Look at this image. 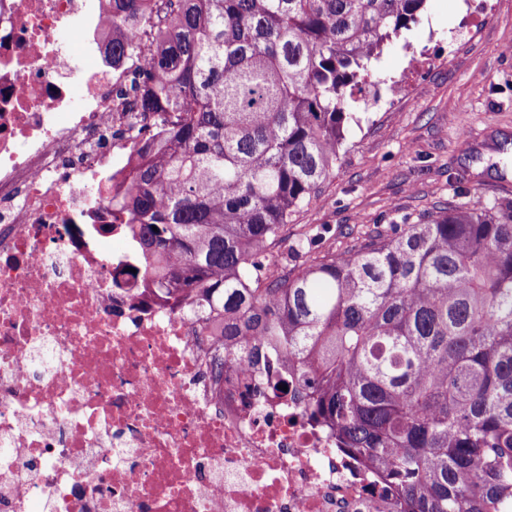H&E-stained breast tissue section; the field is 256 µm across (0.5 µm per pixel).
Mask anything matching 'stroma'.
<instances>
[{
    "label": "stroma",
    "instance_id": "stroma-1",
    "mask_svg": "<svg viewBox=\"0 0 512 512\" xmlns=\"http://www.w3.org/2000/svg\"><path fill=\"white\" fill-rule=\"evenodd\" d=\"M427 0L418 23L385 46L355 103L336 171L321 202L299 211L279 250L304 263L297 240L331 229L321 252L343 253L375 229L415 224L447 205L481 208L512 197V0ZM441 67H429L433 57ZM406 91L394 95L395 82Z\"/></svg>",
    "mask_w": 512,
    "mask_h": 512
}]
</instances>
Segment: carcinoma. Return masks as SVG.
<instances>
[{
	"instance_id": "obj_1",
	"label": "carcinoma",
	"mask_w": 512,
	"mask_h": 512,
	"mask_svg": "<svg viewBox=\"0 0 512 512\" xmlns=\"http://www.w3.org/2000/svg\"><path fill=\"white\" fill-rule=\"evenodd\" d=\"M144 0H112V62ZM139 112L173 114L109 200L159 302L222 319L214 368L296 381L404 512H512V198L448 206L298 268L275 252L322 198L372 59L426 0H167Z\"/></svg>"
}]
</instances>
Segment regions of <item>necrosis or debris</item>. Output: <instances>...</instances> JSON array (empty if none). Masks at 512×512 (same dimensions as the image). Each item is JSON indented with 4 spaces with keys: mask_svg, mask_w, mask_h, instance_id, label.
<instances>
[{
    "mask_svg": "<svg viewBox=\"0 0 512 512\" xmlns=\"http://www.w3.org/2000/svg\"><path fill=\"white\" fill-rule=\"evenodd\" d=\"M112 0H0V512H401L301 398H247L220 321L140 294L126 187L140 76Z\"/></svg>",
    "mask_w": 512,
    "mask_h": 512,
    "instance_id": "necrosis-or-debris-1",
    "label": "necrosis or debris"
}]
</instances>
